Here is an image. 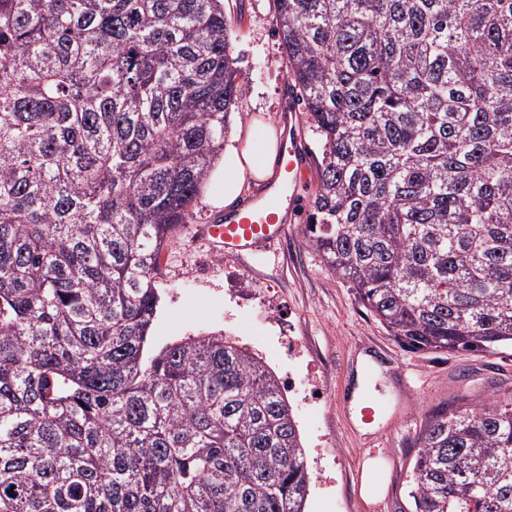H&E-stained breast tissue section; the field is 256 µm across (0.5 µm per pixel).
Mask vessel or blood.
<instances>
[{"instance_id":"vessel-or-blood-1","label":"vessel or blood","mask_w":512,"mask_h":512,"mask_svg":"<svg viewBox=\"0 0 512 512\" xmlns=\"http://www.w3.org/2000/svg\"><path fill=\"white\" fill-rule=\"evenodd\" d=\"M282 145L280 175L259 197L227 214L222 222L196 225V236L216 252L244 257L259 250H272L286 239L290 230L286 216L296 207L298 184L307 171V163L294 126H285Z\"/></svg>"}]
</instances>
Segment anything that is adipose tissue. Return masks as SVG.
<instances>
[{
  "instance_id": "adipose-tissue-1",
  "label": "adipose tissue",
  "mask_w": 512,
  "mask_h": 512,
  "mask_svg": "<svg viewBox=\"0 0 512 512\" xmlns=\"http://www.w3.org/2000/svg\"><path fill=\"white\" fill-rule=\"evenodd\" d=\"M275 161L274 145H267L263 154L257 156L239 133H231L224 154L205 186L206 202L217 209L235 206L249 183H260L274 177Z\"/></svg>"
}]
</instances>
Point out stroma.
I'll return each mask as SVG.
<instances>
[{
  "instance_id": "stroma-1",
  "label": "stroma",
  "mask_w": 512,
  "mask_h": 512,
  "mask_svg": "<svg viewBox=\"0 0 512 512\" xmlns=\"http://www.w3.org/2000/svg\"><path fill=\"white\" fill-rule=\"evenodd\" d=\"M241 15L231 33L232 56L249 78L241 117L261 145L266 127L287 123L291 99L270 0H224ZM262 76L252 74L256 60ZM308 169L287 240L274 251L245 258L214 254L184 228L162 253L164 294L153 328L161 346L203 332L223 331L261 357L286 382L287 399L306 449L312 483L307 512H412L407 475L426 418L462 397L512 389V350L499 354H422L401 349L358 302L354 291L305 246L302 231L317 188ZM301 351L289 350V341ZM383 367L364 383L379 409L375 435L362 434L346 409L360 355ZM324 386L312 399L314 379ZM380 458L383 497L361 494L363 465Z\"/></svg>"
}]
</instances>
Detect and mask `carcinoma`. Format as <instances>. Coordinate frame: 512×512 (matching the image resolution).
Returning a JSON list of instances; mask_svg holds the SVG:
<instances>
[{"label": "carcinoma", "instance_id": "1", "mask_svg": "<svg viewBox=\"0 0 512 512\" xmlns=\"http://www.w3.org/2000/svg\"><path fill=\"white\" fill-rule=\"evenodd\" d=\"M304 243L402 348L512 347V0H271ZM222 0H0V512H304L283 384L156 347L166 242L246 84ZM413 512H512V391L433 412Z\"/></svg>", "mask_w": 512, "mask_h": 512}]
</instances>
